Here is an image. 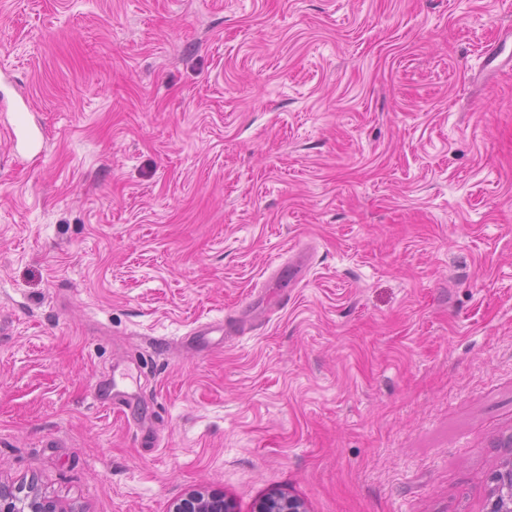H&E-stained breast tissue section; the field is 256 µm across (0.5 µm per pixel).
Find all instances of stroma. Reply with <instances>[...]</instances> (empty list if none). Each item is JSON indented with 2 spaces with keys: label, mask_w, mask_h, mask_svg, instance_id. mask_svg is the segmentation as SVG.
Here are the masks:
<instances>
[{
  "label": "stroma",
  "mask_w": 512,
  "mask_h": 512,
  "mask_svg": "<svg viewBox=\"0 0 512 512\" xmlns=\"http://www.w3.org/2000/svg\"><path fill=\"white\" fill-rule=\"evenodd\" d=\"M0 478L487 512L512 457V0H0ZM249 333L199 345L202 323ZM126 401L127 413L100 404Z\"/></svg>",
  "instance_id": "35a3bbf8"
}]
</instances>
